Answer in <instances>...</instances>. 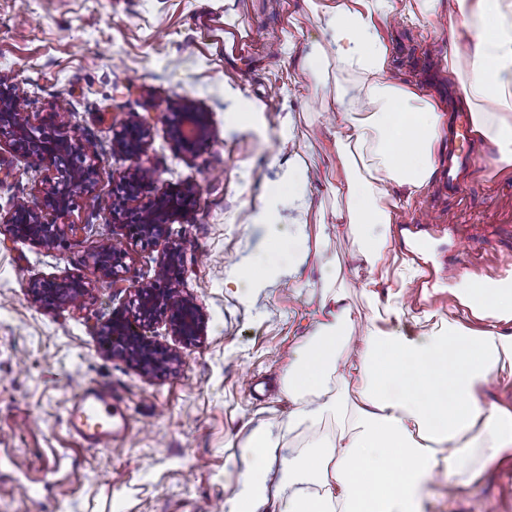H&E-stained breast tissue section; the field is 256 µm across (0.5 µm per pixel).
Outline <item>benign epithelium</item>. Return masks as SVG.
I'll list each match as a JSON object with an SVG mask.
<instances>
[{"mask_svg": "<svg viewBox=\"0 0 512 512\" xmlns=\"http://www.w3.org/2000/svg\"><path fill=\"white\" fill-rule=\"evenodd\" d=\"M21 85L0 75V145L29 160L44 173L38 195L24 204L14 202L0 215V232L12 239L45 248L54 246L66 232L77 234L79 225L68 224L75 186H89L95 175L96 152L89 141L71 135V123L64 112H51L44 118H33L21 111L18 94ZM166 133L174 145L185 153L209 140L211 132L206 113L191 100H184L167 123ZM152 134L150 122L136 118L112 131V146L121 157L130 161L124 174L127 197L135 201L153 192L154 171L142 163ZM196 195L192 185L173 186L153 197L129 216L112 211V227L120 230L137 225V241L157 243L167 237L168 225L184 218ZM125 253L105 243L91 255L94 268L104 279L116 284L126 269ZM184 248L170 244L157 263L154 279L131 286L129 306L115 313L102 329L112 339L110 353L132 364L148 375L178 361L175 353L155 344L143 330L165 320L172 335L185 342H196L205 335V318L199 305L184 294ZM89 283L80 275L36 280L30 285L34 302L48 308L76 305L88 291Z\"/></svg>", "mask_w": 512, "mask_h": 512, "instance_id": "obj_1", "label": "benign epithelium"}]
</instances>
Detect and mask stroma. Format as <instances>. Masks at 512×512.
Instances as JSON below:
<instances>
[{"mask_svg":"<svg viewBox=\"0 0 512 512\" xmlns=\"http://www.w3.org/2000/svg\"><path fill=\"white\" fill-rule=\"evenodd\" d=\"M293 25L297 54L325 38L305 0H235L230 9L224 0H0V74L22 84V109L34 117L70 113L74 135L93 140L98 152L96 181L76 189L66 218L84 232L49 250L0 234V512H226L250 463L253 430L272 431L286 453L345 430L339 415L288 425L295 404L285 375L321 316L319 294L298 286L300 277L317 276V252L329 258L358 329L373 317L355 271L359 244L336 220L325 159L336 86L351 79L296 83L294 56L277 49ZM251 31L255 43L238 46L236 34ZM381 31L394 78L453 104L445 23L396 15ZM186 98L207 112L212 128L192 155L166 134L172 109ZM246 102L260 109V130L241 127L238 108ZM135 117L153 126L142 161L155 170L157 191L197 190L168 240L184 248L183 287L206 318L194 343L173 336L165 322L153 325L149 338L179 361L150 375L113 358L98 333L127 306L130 286L153 277L164 249L135 243L108 222L129 165L113 152L112 132ZM284 121L289 147L275 135ZM473 148L461 194H445L434 179L397 213L401 224L434 214L444 226L412 251L393 244L379 270L383 288L395 291L404 263L435 276L420 301L405 297L406 331H422L427 312L484 328L460 298L463 278H512L502 266L512 254V172L497 171L492 147L477 141ZM294 150L306 153L310 178L299 188L300 204H279L275 221L303 230L304 263L248 297L236 276L269 254L268 230L251 216ZM40 178L16 153L0 151V210L33 195ZM104 243L127 253L125 287L93 269L91 254ZM67 275L89 283L78 305L44 309L32 301V281ZM81 384L110 387L131 424L111 447L85 445L65 423ZM28 486L38 498L25 494ZM421 512H512V458L466 486L433 481Z\"/></svg>","mask_w":512,"mask_h":512,"instance_id":"obj_1","label":"stroma"}]
</instances>
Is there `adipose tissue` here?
I'll return each instance as SVG.
<instances>
[{"label": "adipose tissue", "instance_id": "obj_1", "mask_svg": "<svg viewBox=\"0 0 512 512\" xmlns=\"http://www.w3.org/2000/svg\"><path fill=\"white\" fill-rule=\"evenodd\" d=\"M396 0H312L328 41L299 56L298 73L327 69L355 76L333 135L331 152L342 175L334 191L346 200L341 219L361 244L369 270L362 288L378 308L360 338L343 295L324 293L322 319L304 336L286 374L295 403L290 422L314 424L351 410L348 431L288 457L272 433L254 430L252 460L229 512H418L425 485L448 476L467 485L512 453V412L485 408L482 397L501 374L512 377V334L437 319L411 336L399 324L397 295L380 299L376 271L393 241L391 226L404 198L428 186L448 134L443 105L395 81L381 24ZM448 76L456 80L471 116V133L497 152L498 170H512V0H451ZM403 196H395L394 188ZM383 232H375V225ZM465 304L479 318L512 321V288L472 282ZM354 376L359 400L332 392L330 377ZM293 491L279 493L280 478Z\"/></svg>", "mask_w": 512, "mask_h": 512}]
</instances>
